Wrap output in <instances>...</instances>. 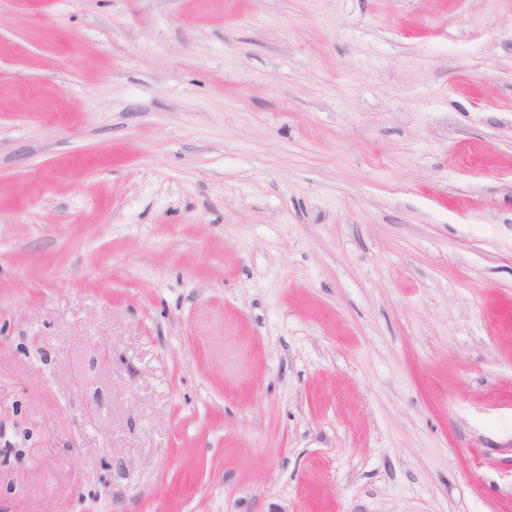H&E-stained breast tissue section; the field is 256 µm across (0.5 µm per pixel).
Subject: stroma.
I'll return each mask as SVG.
<instances>
[{"mask_svg": "<svg viewBox=\"0 0 512 512\" xmlns=\"http://www.w3.org/2000/svg\"><path fill=\"white\" fill-rule=\"evenodd\" d=\"M0 512H512V0H0Z\"/></svg>", "mask_w": 512, "mask_h": 512, "instance_id": "stroma-1", "label": "stroma"}]
</instances>
